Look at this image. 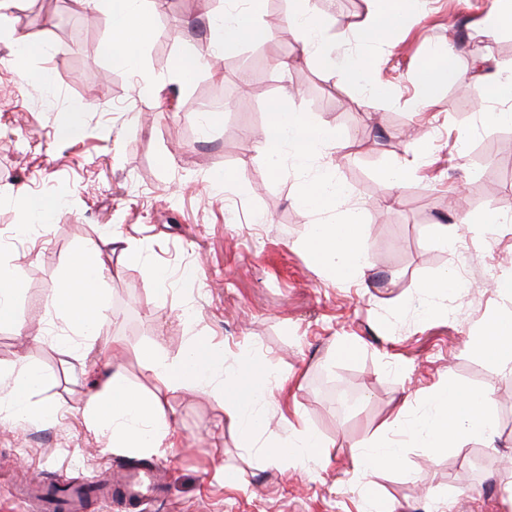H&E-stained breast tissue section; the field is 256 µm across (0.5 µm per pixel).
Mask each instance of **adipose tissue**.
I'll return each instance as SVG.
<instances>
[{
	"mask_svg": "<svg viewBox=\"0 0 512 512\" xmlns=\"http://www.w3.org/2000/svg\"><path fill=\"white\" fill-rule=\"evenodd\" d=\"M295 8L289 15L290 27L303 46L305 63L315 65L324 75L345 73L356 88L377 99L390 95L387 86L370 79L364 60L342 46L328 41V24L314 9L312 0H293ZM371 10L362 29L369 42L387 39L410 13L421 10L420 0H369ZM96 6L110 15L113 38L106 43V53L130 68H137L136 48L153 31L152 18L143 10L142 0H95ZM265 0H242L214 17L211 27L213 45L219 52L235 50L242 42L261 43L268 39L270 29L261 23ZM420 96L417 108L429 106L442 86L467 87L479 101H511L512 75L494 72L489 77L470 79L458 70L449 57L441 56L425 65L418 73ZM352 144L343 128L318 123L302 112L269 113L260 149L271 160H279L283 147H291L299 161L305 162L317 154L340 152ZM308 245L316 263L351 281L364 276L369 267L362 247V220L359 211H349L338 224H315L310 228ZM104 261L95 249L82 250L80 258L69 264L60 281L51 290L52 304L68 303L67 316L79 335L94 339L108 320L100 280ZM479 354L512 372V311L495 315L471 341ZM126 348L112 343L97 352V360L111 366L107 384L93 393L83 409L86 425L107 436L112 449L129 453L154 454L174 447L177 432L174 419L168 413L160 394L147 398L125 386L119 373ZM147 369L159 381L162 390L186 385L204 386L224 402V416L238 429L246 441L245 450L260 453L281 462L307 463L328 457V445L320 434L309 428L292 429L273 442H265L268 430L264 406L281 392L285 378L273 374L267 367L252 366L236 369L225 379L217 373L224 368V351L208 340H192L182 357L171 360L156 351L142 355ZM8 383L0 386V408L37 422L47 416L51 405L31 403V390L50 383L42 370L24 362L14 363L6 372ZM435 411L425 417L408 420L405 409H398L386 425L387 439L373 444L354 458L356 467L393 468L402 459L401 439L409 437L419 442L429 456H436L464 438L492 439L494 424L488 409L493 396L488 392L460 389L455 382H445L434 394Z\"/></svg>",
	"mask_w": 512,
	"mask_h": 512,
	"instance_id": "ef3b65f1",
	"label": "adipose tissue"
}]
</instances>
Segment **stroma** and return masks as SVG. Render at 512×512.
Segmentation results:
<instances>
[{
    "mask_svg": "<svg viewBox=\"0 0 512 512\" xmlns=\"http://www.w3.org/2000/svg\"><path fill=\"white\" fill-rule=\"evenodd\" d=\"M459 0H426L388 40L361 41L350 26L368 14L367 0H316L331 38L367 58L385 100L359 94L343 76L329 78L302 60L289 33L290 0H267L269 40L246 42L185 79L174 59L196 53L204 38L191 19L223 13L225 0H182L153 13V35L131 69L105 54L107 17L74 0H16L12 24L48 48L19 63L0 38V268L14 276V302L0 314V369L25 361L51 374L37 397L55 415L31 422L0 413V512H40L34 490L59 477L114 484L126 467L147 462L167 469L161 496L136 505L115 497L92 500L86 512H362L361 482L373 481L380 512H439L455 487L452 512H512V373L473 352L475 335L494 314L512 309L498 291L512 279V223L487 235L463 218L512 207V125L486 123V108L467 91L444 87L416 109V76L430 58L451 49L459 69L476 60L512 68V32L472 49L459 37ZM287 60V69L277 61ZM45 72L29 86L24 69ZM156 93L145 100L142 88ZM305 112L345 128L354 145L334 158L298 165L282 154L278 167L258 149L274 107ZM82 122L59 138L69 113ZM426 157L413 179L385 191L383 178L417 145ZM349 193L317 212L302 205L304 186L325 166ZM234 178L223 182L224 171ZM47 199L64 195L45 234L17 229V190ZM359 211L372 267L358 282L338 280L311 259L308 225L340 222ZM467 242L465 263L431 240L434 225ZM106 265L109 323L98 347L120 340L123 378L148 393L157 381L141 350L181 357L192 338L223 346L228 360L265 364L290 376L266 407L269 437L306 425L330 443L311 470L241 455L243 437L224 417L222 400L189 385L164 392L180 445L142 456L109 450L89 429L82 409L108 368L81 355L83 339L50 307V288L86 243ZM136 245L138 258L126 248ZM165 273L157 294L146 269ZM457 270L460 289L435 293L430 283ZM355 357L340 354L342 344ZM493 393L496 452L476 458L481 440L428 457L408 443L400 467L369 473L353 466L359 446L378 435L401 404L421 414L447 379ZM238 469L224 482L225 466Z\"/></svg>",
    "mask_w": 512,
    "mask_h": 512,
    "instance_id": "stroma-1",
    "label": "stroma"
}]
</instances>
